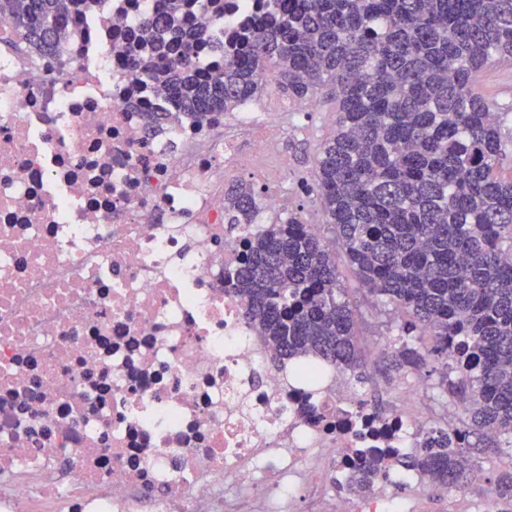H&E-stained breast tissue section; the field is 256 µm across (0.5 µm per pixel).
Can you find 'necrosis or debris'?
Here are the masks:
<instances>
[{"label": "necrosis or debris", "mask_w": 512, "mask_h": 512, "mask_svg": "<svg viewBox=\"0 0 512 512\" xmlns=\"http://www.w3.org/2000/svg\"><path fill=\"white\" fill-rule=\"evenodd\" d=\"M164 0H99L55 52L0 13V512H224L225 483L289 479L357 450L414 448L337 370L304 384L266 366L225 274L251 224L224 189L249 176L269 221L288 200L272 112L185 118L156 79L144 21ZM277 0H186L214 74L233 32Z\"/></svg>", "instance_id": "4bbe7bcc"}]
</instances>
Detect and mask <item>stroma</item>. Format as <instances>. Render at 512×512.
I'll return each instance as SVG.
<instances>
[{"mask_svg": "<svg viewBox=\"0 0 512 512\" xmlns=\"http://www.w3.org/2000/svg\"><path fill=\"white\" fill-rule=\"evenodd\" d=\"M257 109L261 112L294 111L295 123L283 126L279 140V149L288 159V209L300 220L315 222L326 239H333L334 234L311 187L319 146L336 125L335 103L322 100L317 109L311 111L304 102L266 92ZM336 264L363 347L374 343L379 346L376 356L367 359L368 381L361 390L362 395L382 413L403 412L441 425L447 406L436 397L435 375L424 371L405 377L392 368L390 340L407 320V312L380 301L363 288L344 253H337ZM478 467L479 481L461 492L419 488L411 483L399 487L389 482L385 488L389 499L401 505L405 512H512V502L497 503L489 495V488L502 468L501 460L489 453L479 460ZM243 492L240 485H225L224 512H332L337 490L329 485L310 487L302 490L300 498L293 502L270 504L258 498L244 500Z\"/></svg>", "mask_w": 512, "mask_h": 512, "instance_id": "obj_1", "label": "stroma"}]
</instances>
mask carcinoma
I'll list each match as a JSON object with an SVG mask.
<instances>
[{
    "mask_svg": "<svg viewBox=\"0 0 512 512\" xmlns=\"http://www.w3.org/2000/svg\"><path fill=\"white\" fill-rule=\"evenodd\" d=\"M98 0H0L26 24L33 44L54 46L73 15ZM150 27L172 33L166 55L190 36L176 28L182 0ZM512 57V0H279L234 35L224 71L202 77L169 65L171 96L196 120L256 100L269 65L283 96L336 99L333 133L320 144L315 192L326 222L361 284L404 308L396 369L408 376L440 360L438 389L461 410L451 427L430 426L409 455L359 453L342 490L367 488L393 470L424 474L458 491L480 456L507 457L490 493L512 500V177L497 165L512 148L498 112L476 90L497 57ZM262 192H224L229 224H253ZM229 284L247 302L267 356L361 366L354 312L340 298L336 252L290 216L245 243ZM431 333L434 348L415 346Z\"/></svg>",
    "mask_w": 512,
    "mask_h": 512,
    "instance_id": "carcinoma-1",
    "label": "carcinoma"
}]
</instances>
